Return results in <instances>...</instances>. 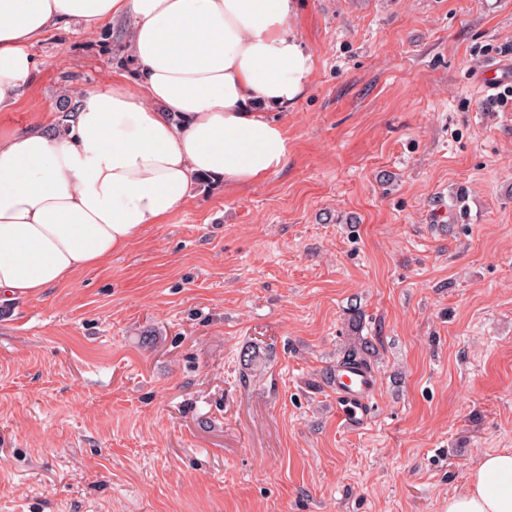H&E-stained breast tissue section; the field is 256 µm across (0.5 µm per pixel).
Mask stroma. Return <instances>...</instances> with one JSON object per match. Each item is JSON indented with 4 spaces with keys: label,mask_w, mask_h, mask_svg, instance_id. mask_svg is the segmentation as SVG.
I'll use <instances>...</instances> for the list:
<instances>
[{
    "label": "stroma",
    "mask_w": 512,
    "mask_h": 512,
    "mask_svg": "<svg viewBox=\"0 0 512 512\" xmlns=\"http://www.w3.org/2000/svg\"><path fill=\"white\" fill-rule=\"evenodd\" d=\"M315 67L285 165L0 305V512H446L512 449V0H295ZM125 17L45 35L0 127L139 91ZM370 422L323 379L350 308ZM263 355L241 381L239 355ZM351 316L348 318V327L350 332V341L341 357V364L347 367H364L371 369V356L374 354L373 343L364 336H360L361 329V312L353 308ZM358 335V336H356Z\"/></svg>",
    "instance_id": "1"
}]
</instances>
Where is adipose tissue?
<instances>
[{"instance_id": "adipose-tissue-1", "label": "adipose tissue", "mask_w": 512, "mask_h": 512, "mask_svg": "<svg viewBox=\"0 0 512 512\" xmlns=\"http://www.w3.org/2000/svg\"><path fill=\"white\" fill-rule=\"evenodd\" d=\"M293 0H0V104L30 81L39 38L133 14L142 90H78L65 129L0 131V304L109 260L191 197L192 179L259 182L288 155L271 110L314 69ZM446 512H512V451L482 455Z\"/></svg>"}]
</instances>
